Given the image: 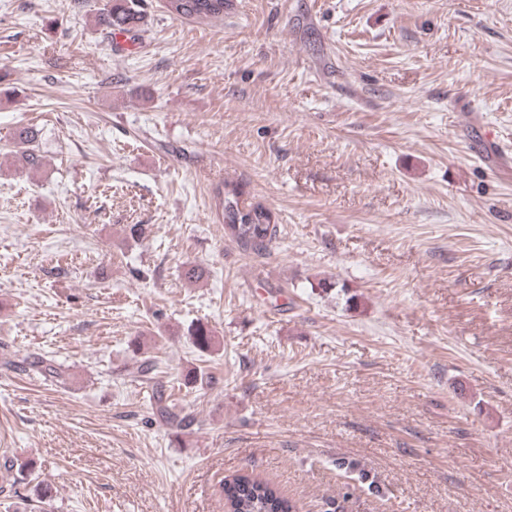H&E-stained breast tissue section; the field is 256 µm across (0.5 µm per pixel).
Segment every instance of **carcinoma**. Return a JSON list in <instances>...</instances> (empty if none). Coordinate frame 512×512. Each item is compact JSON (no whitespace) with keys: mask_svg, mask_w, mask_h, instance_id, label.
I'll list each match as a JSON object with an SVG mask.
<instances>
[{"mask_svg":"<svg viewBox=\"0 0 512 512\" xmlns=\"http://www.w3.org/2000/svg\"><path fill=\"white\" fill-rule=\"evenodd\" d=\"M167 11L183 19L220 18L224 16V0H165ZM145 17L139 0H107L105 22L115 30L128 33L138 30ZM39 130L23 127L14 136L13 154L21 168L33 171L44 166V158L37 149ZM238 184H224L221 198L224 218V237L236 243L244 252L260 255L276 239L278 218L270 209L244 198ZM188 335L194 348L202 353L212 350L215 335L203 324L192 326ZM155 361L141 360L136 369L138 376L152 385L156 393L159 415L178 431L191 427L194 416L173 411L164 404L161 385L155 381ZM225 512H299L297 501L283 493L275 483L249 472L239 473L224 481Z\"/></svg>","mask_w":512,"mask_h":512,"instance_id":"1","label":"carcinoma"}]
</instances>
